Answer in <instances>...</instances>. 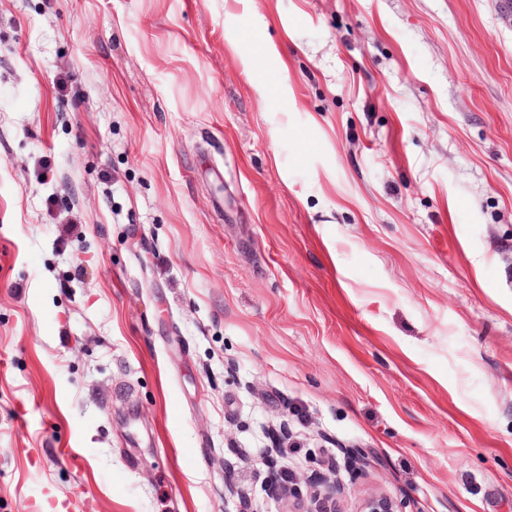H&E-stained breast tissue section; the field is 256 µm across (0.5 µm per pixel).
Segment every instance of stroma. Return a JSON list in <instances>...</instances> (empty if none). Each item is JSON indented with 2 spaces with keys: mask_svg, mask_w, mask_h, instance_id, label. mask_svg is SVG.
<instances>
[{
  "mask_svg": "<svg viewBox=\"0 0 512 512\" xmlns=\"http://www.w3.org/2000/svg\"><path fill=\"white\" fill-rule=\"evenodd\" d=\"M48 495L512 512L503 0H0V512Z\"/></svg>",
  "mask_w": 512,
  "mask_h": 512,
  "instance_id": "1",
  "label": "stroma"
}]
</instances>
